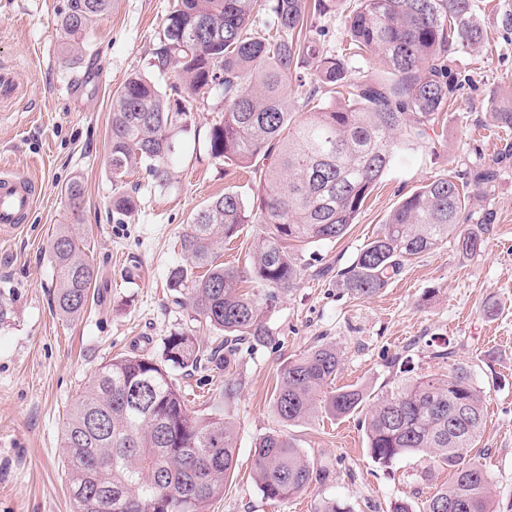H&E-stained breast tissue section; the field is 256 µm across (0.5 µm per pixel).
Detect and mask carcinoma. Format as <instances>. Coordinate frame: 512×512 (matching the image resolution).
<instances>
[{"label":"carcinoma","mask_w":512,"mask_h":512,"mask_svg":"<svg viewBox=\"0 0 512 512\" xmlns=\"http://www.w3.org/2000/svg\"><path fill=\"white\" fill-rule=\"evenodd\" d=\"M340 0H173L155 39L147 70L132 73L113 94L107 169L110 207L119 224L137 210L125 176L137 159L154 188L171 185L168 158L197 105L221 113L209 131L212 158L250 169L252 199L227 191L193 217L180 241L192 269L174 268L168 287L185 291L183 305L221 341L202 351L195 337L174 332L161 357L132 352L91 374L70 406L62 463L72 512H208L224 497L237 461V431L220 416L196 414L172 371L206 361L224 371V398L241 390L233 363L241 345L271 336L266 317L282 293L297 287L291 242L342 238L371 189L406 140L429 135L441 112L470 79L449 55L483 52L486 35L474 0H352L342 51L317 37L319 22L336 17ZM112 8V0H68L58 25L79 42ZM263 18L262 26L253 23ZM371 56L383 66L370 78L355 62ZM173 73L167 87L159 78ZM296 88V98L288 88ZM492 125L512 131V98L493 101ZM496 169L483 165L473 181L490 192ZM466 183L438 177L394 209L377 235L340 274L358 296L376 294L405 262L453 238L460 252L479 255L496 212L468 208ZM264 224L248 265L220 262L224 241L247 224ZM57 280L54 304L78 317L95 298L98 270L82 237L67 230L50 245ZM255 281L269 291L245 293ZM341 363L336 344L323 341L280 369L274 407L284 423L326 413L366 411L374 462L388 466L423 453L454 470L452 482L421 512H495L489 477L466 460L484 427L482 391L461 363L439 378L406 380L372 403L367 390H328ZM253 481L268 500L283 501L323 484L328 474L281 433L259 438Z\"/></svg>","instance_id":"carcinoma-1"}]
</instances>
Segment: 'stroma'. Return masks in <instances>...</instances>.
Wrapping results in <instances>:
<instances>
[{
	"mask_svg": "<svg viewBox=\"0 0 512 512\" xmlns=\"http://www.w3.org/2000/svg\"><path fill=\"white\" fill-rule=\"evenodd\" d=\"M67 4L0 0V67H13L24 87L19 99L0 104V167L24 171L39 190L25 229L0 240V302L14 311L11 325L0 329V512H71L60 460L63 423L101 363L136 349L160 353L174 332L211 345L213 334L181 307L167 280L174 267L189 264L180 238L194 213L249 183L244 170L211 158L207 139L218 115L202 105L169 157L171 187L154 190L142 164L131 163L126 182L139 207L115 223L105 166L112 96L131 73L146 70L172 0H112L111 11L84 33L76 64L57 26ZM475 10L488 49L452 58L454 69L471 78L470 90L429 139L402 146L342 238L297 244L299 283L271 311L268 340L237 354V397L225 400L223 371H176L191 410L220 414L238 433L234 477L210 512H320L329 499L352 512H392L397 501L421 512L450 483L451 471L421 454L376 464L361 413L293 425L279 420L273 398L281 366L321 338L342 354L333 388L372 394L392 389L401 376L446 373L434 354L452 351L485 394V427L469 456L485 467L497 512H512V159L501 162L490 195L467 188L473 204H491L497 213L481 255L464 256L448 241L371 296L348 292L336 276L415 189L498 160L512 143V133L490 128L487 109L493 98L512 96V26L502 23L512 0H475ZM76 177L84 195L74 210L64 188ZM67 224L76 225L99 270L100 297L75 318L61 316L53 303L49 245ZM270 432L288 435L328 482L285 501L264 499L251 478L252 460L257 440Z\"/></svg>",
	"mask_w": 512,
	"mask_h": 512,
	"instance_id": "obj_1",
	"label": "stroma"
}]
</instances>
